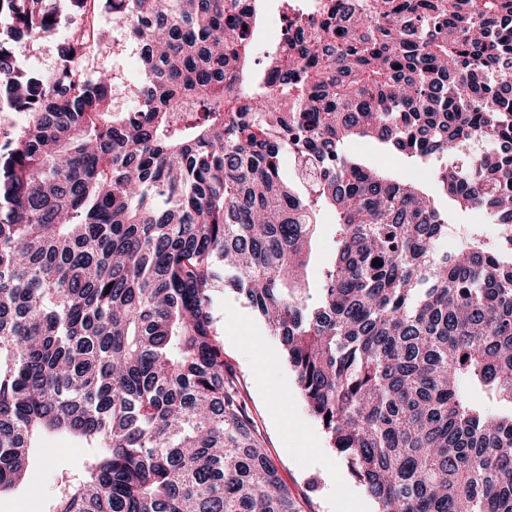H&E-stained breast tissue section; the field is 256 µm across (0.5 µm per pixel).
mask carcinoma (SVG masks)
<instances>
[{"mask_svg": "<svg viewBox=\"0 0 512 512\" xmlns=\"http://www.w3.org/2000/svg\"><path fill=\"white\" fill-rule=\"evenodd\" d=\"M262 2L68 0L42 75L12 43L61 16L0 0V103L28 116L0 144V491L54 435L85 458L48 512H303L224 368L228 273L376 512H512V236L437 248L440 194L512 227V0H281L256 68ZM99 10L140 46L129 111L90 74ZM353 138L437 164L439 194ZM54 32L36 41H22L17 44L12 58L14 68L42 74L52 71L59 61L62 44L67 38V26L61 23ZM331 222L332 218L329 214L323 215L313 242L312 258L307 268V279L310 287L308 294L311 296L310 304H314L317 301V285L323 267L334 257V225Z\"/></svg>", "mask_w": 512, "mask_h": 512, "instance_id": "1", "label": "carcinoma"}]
</instances>
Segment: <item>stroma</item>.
<instances>
[{
	"mask_svg": "<svg viewBox=\"0 0 512 512\" xmlns=\"http://www.w3.org/2000/svg\"><path fill=\"white\" fill-rule=\"evenodd\" d=\"M96 22L107 37L94 48V67L114 78L113 107L131 109L126 88L143 79L139 48L130 41L112 42V34L124 25L112 13H98ZM66 37L67 27L62 24L45 38L20 42L13 55L15 69L42 74L52 71ZM346 151L372 167L393 170L432 189L437 186L433 176L424 175L421 165L388 152L378 142L352 140ZM334 253V226L326 214L307 268L310 296H317L320 273ZM211 307L224 346V365L234 377L264 447L304 512H376L374 499L352 475L346 461L330 448L321 425L301 398L279 341L270 335L264 321L241 295L229 289H217ZM277 404L285 406L286 417L274 413ZM83 456V450L71 442L52 440L47 451L35 459V481L0 494V512H42L43 504L79 469Z\"/></svg>",
	"mask_w": 512,
	"mask_h": 512,
	"instance_id": "35a3bbf8",
	"label": "stroma"
}]
</instances>
